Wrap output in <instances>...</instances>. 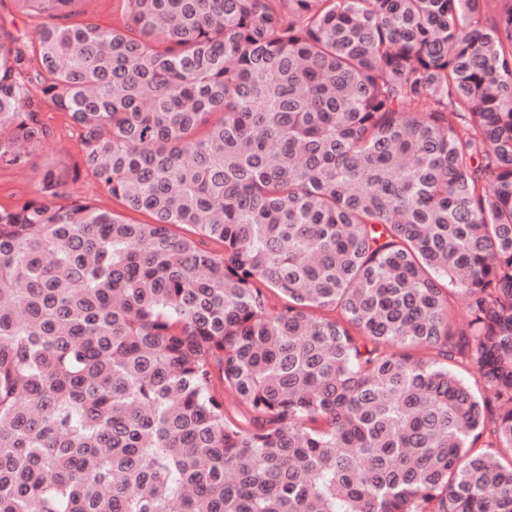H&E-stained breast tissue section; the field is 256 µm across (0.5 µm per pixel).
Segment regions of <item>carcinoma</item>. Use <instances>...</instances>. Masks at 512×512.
I'll use <instances>...</instances> for the list:
<instances>
[{
    "label": "carcinoma",
    "instance_id": "cac0c4a2",
    "mask_svg": "<svg viewBox=\"0 0 512 512\" xmlns=\"http://www.w3.org/2000/svg\"><path fill=\"white\" fill-rule=\"evenodd\" d=\"M13 2L0 512H512V0ZM1 24L14 36H21L29 42H38L42 34V20L19 12L13 2L5 0L0 6ZM87 21L109 27H120L124 23L117 0H82L74 14L62 17L56 22L60 25H71ZM40 119L50 129V136L36 152L30 165L0 171L1 206H9L19 199L32 196L45 162L59 158L71 164L80 161L81 127L67 113L50 103L42 106ZM71 190L74 197L87 199L95 203L99 208L114 211L135 222H150L146 213L135 212L127 209L95 179V177L81 168L79 179L72 184Z\"/></svg>",
    "mask_w": 512,
    "mask_h": 512
}]
</instances>
